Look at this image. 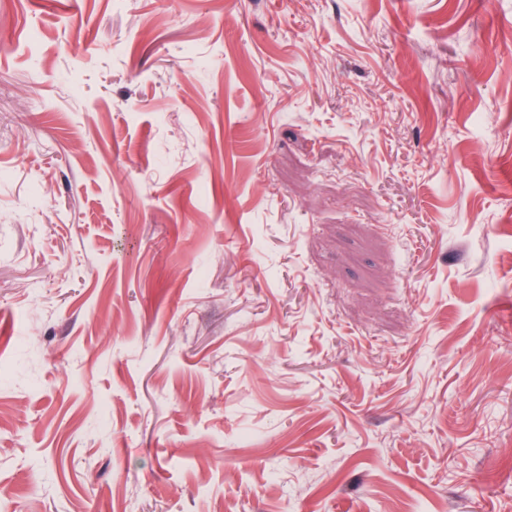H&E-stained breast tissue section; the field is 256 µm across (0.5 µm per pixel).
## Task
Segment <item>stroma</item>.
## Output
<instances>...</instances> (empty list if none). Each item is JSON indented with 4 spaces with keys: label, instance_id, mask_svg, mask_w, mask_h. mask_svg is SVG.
Here are the masks:
<instances>
[{
    "label": "stroma",
    "instance_id": "1",
    "mask_svg": "<svg viewBox=\"0 0 512 512\" xmlns=\"http://www.w3.org/2000/svg\"><path fill=\"white\" fill-rule=\"evenodd\" d=\"M0 512H512V0H0Z\"/></svg>",
    "mask_w": 512,
    "mask_h": 512
}]
</instances>
